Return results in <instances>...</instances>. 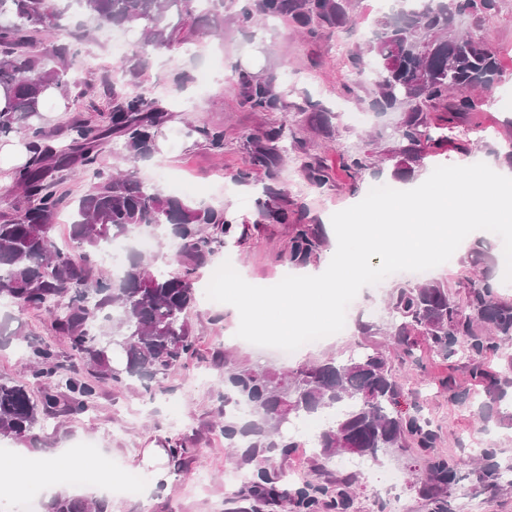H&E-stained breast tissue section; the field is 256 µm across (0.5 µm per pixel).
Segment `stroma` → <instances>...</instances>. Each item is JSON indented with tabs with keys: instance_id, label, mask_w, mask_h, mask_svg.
I'll list each match as a JSON object with an SVG mask.
<instances>
[{
	"instance_id": "obj_1",
	"label": "stroma",
	"mask_w": 512,
	"mask_h": 512,
	"mask_svg": "<svg viewBox=\"0 0 512 512\" xmlns=\"http://www.w3.org/2000/svg\"><path fill=\"white\" fill-rule=\"evenodd\" d=\"M374 2L350 0L347 24L322 30L312 38L300 36L284 21L273 20L231 25L223 36L202 37L161 51L136 49L120 28L96 32L78 42L80 84L56 93L43 114L55 145L65 146L66 127L74 119L104 125L103 114L112 105L113 79H120L124 89L155 93L171 119L159 133L152 157L138 163L140 177L165 194L226 211L239 229L236 241L218 249L194 275L197 305L189 322L195 344L182 365L151 381L125 379L100 384L85 412L71 414L61 408L46 416L38 442L1 436L0 460L20 450L69 458L82 449H96V467L89 470L86 484L74 483L66 474L61 483L73 495L84 497L104 475H111L116 483L134 480L138 492L109 495L110 512H282L277 503L254 501L224 481L225 474L236 472L239 463L222 432L224 361L229 358L242 365L263 364L291 371L316 360L346 358L362 340L359 324L386 325L391 281L383 279L359 292L349 306L347 332L285 358L238 338L233 306L208 299L206 288L214 271L226 261L256 286L274 285L292 273L288 262L290 225L259 218L258 201L265 187L287 191L301 223L321 226L327 246L319 260L307 266L308 271L317 272L335 253L332 215L360 202L374 184L389 181V173L368 170L352 184L341 167L342 155L362 148L365 134L376 122L370 105L371 78L351 59L356 47L365 46L377 29L381 14L375 11ZM484 30L497 51L499 75L493 92L478 100L482 130L470 136V157L450 151L433 158V166L483 162L500 171L512 170L502 158L512 138V127L506 124L512 118L507 110L512 104V0H500L498 12L485 22ZM119 41L124 47L117 53L112 45ZM242 71L272 79L276 87L287 90L294 107L312 104L332 116V124L323 134L311 132L304 124L293 125L283 141L287 163L273 177L250 170L245 184L234 181L233 176L250 169L246 136L290 121L292 115L257 112L245 105L237 84ZM350 111L363 113L365 122H350L346 117ZM190 123L223 129V148H212L201 136H187ZM488 129L498 133V154L489 153L483 142ZM304 162L327 168L329 183L321 188L308 185L299 171ZM51 321L47 310L25 312L17 321L21 340L0 344V379L30 384L36 399L41 388L26 371L27 341L51 343L63 373L87 372L67 340L52 333ZM390 357L403 376L405 408L418 410L437 432L433 451L412 448L403 454L389 453L366 460L364 467L358 468L348 454L319 465L299 447L288 456L274 458L287 473L289 487L347 479L352 497L349 512H438L436 503L419 493L427 458L433 453L459 465L462 480L444 495L448 512H512V486L501 482L486 488L479 479L481 471L512 467V421L496 416L484 419L477 401L483 388L464 362H448L425 348L414 361L395 351ZM451 376L459 391L455 398L449 397L444 387ZM178 443L186 449L184 456L176 462L165 461L166 480L155 482L151 469L140 466L144 449ZM479 448L492 449V457L475 459Z\"/></svg>"
}]
</instances>
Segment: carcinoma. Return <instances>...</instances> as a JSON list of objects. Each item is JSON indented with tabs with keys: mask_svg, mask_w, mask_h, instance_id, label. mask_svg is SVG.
Masks as SVG:
<instances>
[{
	"mask_svg": "<svg viewBox=\"0 0 512 512\" xmlns=\"http://www.w3.org/2000/svg\"><path fill=\"white\" fill-rule=\"evenodd\" d=\"M499 0H422L403 4L378 21V28L359 55L375 64L373 106L399 114L391 133L376 126L369 150L343 158L347 178L356 181L369 169L390 170L397 182H413L427 160L447 147L463 155L470 148L453 134L478 124L474 93L491 89L499 73L497 53L489 46L483 24L498 12ZM348 0H243L224 15V0H211L197 14V0H0V90L7 104L0 109V136H23L30 158L19 170L17 185L27 198L21 218L0 222V303L14 314L0 318V340L18 336L11 323L18 313L56 307L52 330L65 337L85 361L87 375L59 373L56 352L48 343L30 347V374L42 386L36 401L25 383L0 381V436L37 440L42 416L59 403V389L69 392L66 410L88 408L96 385L126 376L151 381L181 364L193 350L186 314L196 301L193 275L215 250L235 239L238 225L224 211L193 205L163 194L143 181L136 161L151 157L155 137L170 114L136 90L112 88L106 116L112 134L123 139L126 168L116 173L99 163L103 133L87 120H74L67 132L90 186L75 205L70 241L62 249L54 236L65 198L47 181L52 169L70 163L46 144L50 133L41 125L43 94L77 84L71 44H57L47 58L30 50L33 36L55 40L72 11L91 30L128 27L141 47L169 49L198 36H222L224 26L280 19L307 37L342 25ZM474 20L462 32L461 18ZM240 94L258 112H286V94L265 78L242 72ZM285 127L268 126L246 138L249 168L234 178L245 182L251 169L275 174L286 155L281 146ZM313 187L330 182L328 169L313 163L300 167ZM260 213L274 224H289L288 197L269 191ZM156 232L176 241L177 272L157 270L158 257L130 249L118 275L105 277L94 257L104 244ZM325 244L316 224L292 228L288 262L307 265ZM475 273L462 281H396L387 294L390 342L413 359L420 344L445 358L468 360L473 377L483 384L485 407L505 400L500 375L486 365L496 355L512 367V299L498 295L491 277V245L475 240L466 257ZM358 352L341 361L308 363L296 373L224 362V438L252 464L239 480L247 495L279 503L284 512H348L346 479L336 489L307 483L290 491L284 472L269 466V455L296 447L291 429L308 419L324 421L314 437L313 455L324 461L352 451L377 459L387 448L403 451L434 447L437 436L418 413L399 410L404 385L381 345L374 325L362 323ZM423 496L438 499L457 473L442 458L427 469ZM105 500L57 494L46 512H108Z\"/></svg>",
	"mask_w": 512,
	"mask_h": 512,
	"instance_id": "1",
	"label": "carcinoma"
}]
</instances>
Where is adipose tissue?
Masks as SVG:
<instances>
[{
    "label": "adipose tissue",
    "instance_id": "ef3b65f1",
    "mask_svg": "<svg viewBox=\"0 0 512 512\" xmlns=\"http://www.w3.org/2000/svg\"><path fill=\"white\" fill-rule=\"evenodd\" d=\"M61 468V460L51 454L41 456L33 465L22 457L1 462L0 472L6 473L7 483L0 490V501L19 500L35 490L54 493L59 487Z\"/></svg>",
    "mask_w": 512,
    "mask_h": 512
}]
</instances>
